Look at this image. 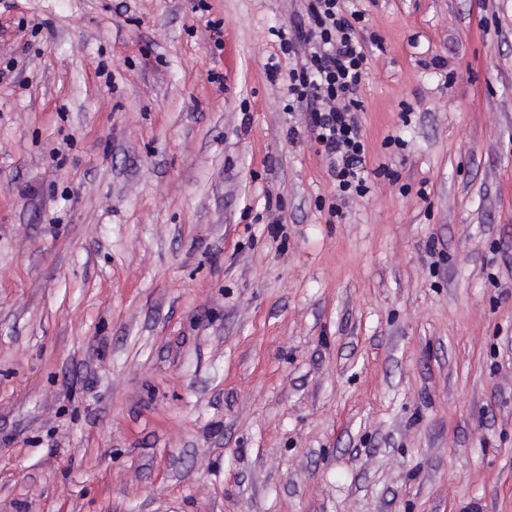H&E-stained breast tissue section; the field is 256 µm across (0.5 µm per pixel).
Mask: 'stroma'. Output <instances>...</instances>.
I'll return each mask as SVG.
<instances>
[{"instance_id":"1","label":"stroma","mask_w":512,"mask_h":512,"mask_svg":"<svg viewBox=\"0 0 512 512\" xmlns=\"http://www.w3.org/2000/svg\"><path fill=\"white\" fill-rule=\"evenodd\" d=\"M352 2L362 198L302 0H0V512H512V0ZM288 37L276 33L286 54L304 59L288 72V111L305 107L315 128L319 152L328 159L341 192L369 191L363 172L365 145L356 112L368 62L367 41L358 33L366 14L348 11L345 0H305ZM306 16V19H305Z\"/></svg>"}]
</instances>
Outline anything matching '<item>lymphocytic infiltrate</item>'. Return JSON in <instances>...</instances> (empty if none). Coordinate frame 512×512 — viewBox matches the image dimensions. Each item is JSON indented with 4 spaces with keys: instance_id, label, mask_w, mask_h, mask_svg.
<instances>
[{
    "instance_id": "1",
    "label": "lymphocytic infiltrate",
    "mask_w": 512,
    "mask_h": 512,
    "mask_svg": "<svg viewBox=\"0 0 512 512\" xmlns=\"http://www.w3.org/2000/svg\"><path fill=\"white\" fill-rule=\"evenodd\" d=\"M344 2L306 0L304 15L278 39L286 54L301 58L288 72L289 104L308 110L339 190L362 196L368 186L357 114L368 65V45L361 36L366 14L346 10Z\"/></svg>"
}]
</instances>
